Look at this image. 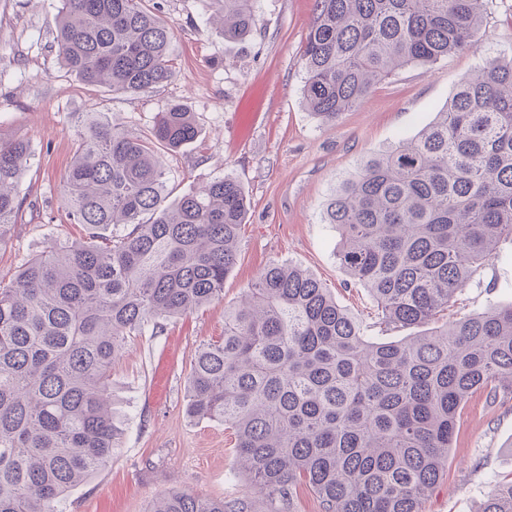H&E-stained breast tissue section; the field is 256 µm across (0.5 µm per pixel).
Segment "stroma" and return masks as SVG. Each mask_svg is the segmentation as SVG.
I'll list each match as a JSON object with an SVG mask.
<instances>
[{
    "label": "stroma",
    "mask_w": 512,
    "mask_h": 512,
    "mask_svg": "<svg viewBox=\"0 0 512 512\" xmlns=\"http://www.w3.org/2000/svg\"><path fill=\"white\" fill-rule=\"evenodd\" d=\"M174 25L177 76L154 91L115 94L84 83L60 63L56 21L60 0H0V135L23 136L35 147L18 186L22 201L8 242L0 247V283L55 241L85 235L60 203L62 176L89 112L149 136L159 112L175 102L193 112L200 136L161 157L174 194L219 176L235 177L249 200L236 265L223 300L165 321L164 332L130 339L112 367L123 421L121 449L111 463L76 488L66 512H149L160 497L187 491L210 498L267 501L242 473L230 429L185 415V382L204 341L224 334V312L273 262L292 263L330 288L365 336L378 338L375 303L339 268V233L321 221L337 182L369 156L416 135L450 100L483 59L512 57V0H485L487 38L475 52L410 65L378 83L363 105L332 125L305 108L300 51L314 19V0H255L258 25L227 40L208 24L213 0H147ZM512 304V238L458 290L445 320ZM512 479V399H468L448 450L443 483L423 512H481L491 489Z\"/></svg>",
    "instance_id": "1"
}]
</instances>
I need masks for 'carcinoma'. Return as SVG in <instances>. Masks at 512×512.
<instances>
[{
    "label": "carcinoma",
    "instance_id": "carcinoma-1",
    "mask_svg": "<svg viewBox=\"0 0 512 512\" xmlns=\"http://www.w3.org/2000/svg\"><path fill=\"white\" fill-rule=\"evenodd\" d=\"M145 0H61L63 66L115 94L176 78L174 29ZM302 46L303 102L334 124L399 69L476 51L483 0H314ZM226 39L250 34L253 0H215ZM199 137L172 103L150 137L87 115L61 194L86 237L55 243L0 285V512H62L69 492L112 462L124 430L112 365L152 324L224 298L248 210L240 183L217 177L170 198L162 146ZM34 156L0 137V245L21 209ZM339 267L368 288L385 331L370 340L313 274L273 262L200 346L186 414L224 423L269 512H295L297 489L320 512H422L441 485L469 394L512 397V305L439 323L454 294L512 236V58L487 59L435 122L372 154L324 204ZM151 512H254L243 498L164 496ZM482 512H512V481Z\"/></svg>",
    "mask_w": 512,
    "mask_h": 512
}]
</instances>
